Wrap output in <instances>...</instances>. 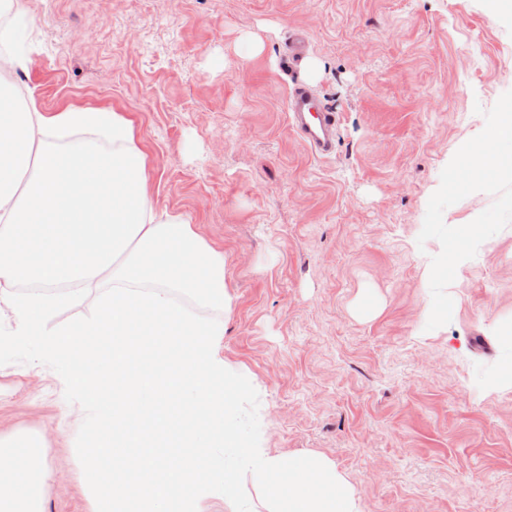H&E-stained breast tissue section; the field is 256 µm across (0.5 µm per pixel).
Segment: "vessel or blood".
I'll use <instances>...</instances> for the list:
<instances>
[{"instance_id": "b4317fda", "label": "vessel or blood", "mask_w": 512, "mask_h": 512, "mask_svg": "<svg viewBox=\"0 0 512 512\" xmlns=\"http://www.w3.org/2000/svg\"><path fill=\"white\" fill-rule=\"evenodd\" d=\"M292 127L316 156L329 155L335 145L336 116L322 107L306 87L298 86L288 96Z\"/></svg>"}]
</instances>
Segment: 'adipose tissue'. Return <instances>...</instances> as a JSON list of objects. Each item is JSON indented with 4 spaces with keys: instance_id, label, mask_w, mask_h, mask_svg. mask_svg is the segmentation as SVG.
<instances>
[{
    "instance_id": "obj_1",
    "label": "adipose tissue",
    "mask_w": 512,
    "mask_h": 512,
    "mask_svg": "<svg viewBox=\"0 0 512 512\" xmlns=\"http://www.w3.org/2000/svg\"><path fill=\"white\" fill-rule=\"evenodd\" d=\"M151 170L123 113L50 112L31 92L22 111L0 108V306L16 336L71 364L63 387L85 430L91 512H204L212 488L235 501L248 484L266 512H359L324 456L240 447L238 381L220 354L224 252L190 215L155 204ZM464 173L485 186L512 178L511 112L471 144ZM104 280L112 288L92 315L50 326ZM93 336L111 342L93 347ZM217 448L238 455L217 467ZM50 477L43 432L0 433V512H44Z\"/></svg>"
}]
</instances>
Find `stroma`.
Returning <instances> with one entry per match:
<instances>
[{"mask_svg": "<svg viewBox=\"0 0 512 512\" xmlns=\"http://www.w3.org/2000/svg\"><path fill=\"white\" fill-rule=\"evenodd\" d=\"M18 3L19 83L48 111L127 113L155 203L223 250L241 446L324 455L359 512H512V382L491 377L512 180L451 179L512 106V25L487 0ZM296 84L337 117L329 156L289 123ZM14 329L0 317V432H45L46 512H91L67 365Z\"/></svg>", "mask_w": 512, "mask_h": 512, "instance_id": "obj_1", "label": "stroma"}]
</instances>
